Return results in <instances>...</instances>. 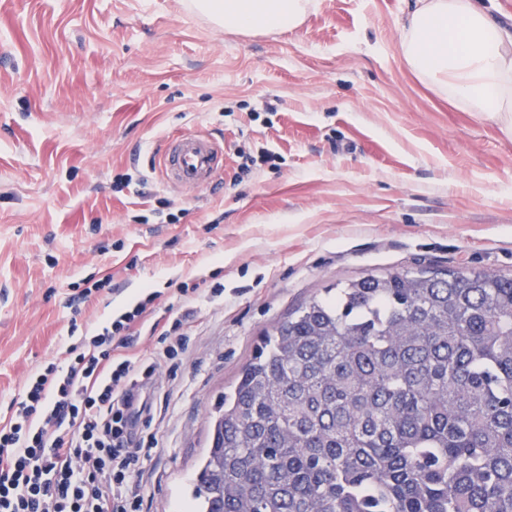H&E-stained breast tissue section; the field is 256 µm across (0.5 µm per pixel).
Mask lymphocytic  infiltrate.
I'll list each match as a JSON object with an SVG mask.
<instances>
[{"mask_svg": "<svg viewBox=\"0 0 512 512\" xmlns=\"http://www.w3.org/2000/svg\"><path fill=\"white\" fill-rule=\"evenodd\" d=\"M137 303L31 375L0 425V512H140L142 459L155 438L138 433L139 395L184 351L183 318L166 319L150 359L132 357Z\"/></svg>", "mask_w": 512, "mask_h": 512, "instance_id": "1", "label": "lymphocytic infiltrate"}]
</instances>
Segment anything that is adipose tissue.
Returning a JSON list of instances; mask_svg holds the SVG:
<instances>
[{
  "label": "adipose tissue",
  "mask_w": 512,
  "mask_h": 512,
  "mask_svg": "<svg viewBox=\"0 0 512 512\" xmlns=\"http://www.w3.org/2000/svg\"><path fill=\"white\" fill-rule=\"evenodd\" d=\"M313 0H192L217 25L242 33L291 30ZM495 0H412L401 53L414 75L463 112L496 120L512 137V29Z\"/></svg>",
  "instance_id": "1"
}]
</instances>
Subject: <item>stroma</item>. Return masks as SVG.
Segmentation results:
<instances>
[{
    "instance_id": "1",
    "label": "stroma",
    "mask_w": 512,
    "mask_h": 512,
    "mask_svg": "<svg viewBox=\"0 0 512 512\" xmlns=\"http://www.w3.org/2000/svg\"><path fill=\"white\" fill-rule=\"evenodd\" d=\"M314 2L247 36L189 0H0V423L72 331L156 293L144 321L186 315L188 342L146 387L142 512H183L219 397L309 299L394 270L512 276V139L410 72V0ZM195 132L224 165L180 191L153 156Z\"/></svg>"
}]
</instances>
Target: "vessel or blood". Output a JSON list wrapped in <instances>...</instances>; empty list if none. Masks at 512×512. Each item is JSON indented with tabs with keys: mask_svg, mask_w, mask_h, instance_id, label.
<instances>
[{
	"mask_svg": "<svg viewBox=\"0 0 512 512\" xmlns=\"http://www.w3.org/2000/svg\"><path fill=\"white\" fill-rule=\"evenodd\" d=\"M218 149L202 134H186L171 142L158 157L163 179L181 188L207 185L218 168Z\"/></svg>",
	"mask_w": 512,
	"mask_h": 512,
	"instance_id": "b4317fda",
	"label": "vessel or blood"
}]
</instances>
